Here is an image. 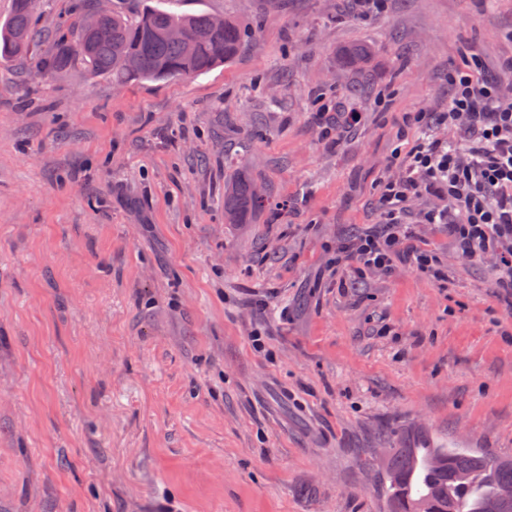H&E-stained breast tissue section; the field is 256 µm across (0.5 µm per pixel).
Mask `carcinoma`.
Here are the masks:
<instances>
[{
	"label": "carcinoma",
	"mask_w": 512,
	"mask_h": 512,
	"mask_svg": "<svg viewBox=\"0 0 512 512\" xmlns=\"http://www.w3.org/2000/svg\"><path fill=\"white\" fill-rule=\"evenodd\" d=\"M39 0H13V12L0 25V61L26 56L37 40L34 15ZM178 27L193 40L188 53L165 32ZM106 32L91 37L83 23L60 36L52 51L38 61L42 69L59 71L79 61L112 83L186 79L230 62L239 52L245 31L231 18L213 23L212 15L178 14L142 5L132 17L113 13ZM365 45L345 51L346 60L362 66ZM265 206L255 182L241 173L224 187V223L247 224ZM512 488V458L477 448H392L382 463L378 490L386 512H512V499L499 494Z\"/></svg>",
	"instance_id": "1"
}]
</instances>
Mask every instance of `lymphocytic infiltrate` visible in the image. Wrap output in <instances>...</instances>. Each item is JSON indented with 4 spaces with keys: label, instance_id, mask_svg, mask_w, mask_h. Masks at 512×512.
I'll return each instance as SVG.
<instances>
[{
    "label": "lymphocytic infiltrate",
    "instance_id": "1",
    "mask_svg": "<svg viewBox=\"0 0 512 512\" xmlns=\"http://www.w3.org/2000/svg\"><path fill=\"white\" fill-rule=\"evenodd\" d=\"M478 54L448 73V109L409 112L404 129H422L395 160L400 176L379 183L378 229L341 241L334 260L355 278L391 272L405 262L419 274L444 279L436 256L421 248L414 223L445 226L456 253L467 260L493 257L497 291L512 298V94L485 78ZM452 132L445 141L438 128ZM439 205L408 222L420 196Z\"/></svg>",
    "mask_w": 512,
    "mask_h": 512
}]
</instances>
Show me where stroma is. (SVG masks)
Listing matches in <instances>:
<instances>
[{
    "mask_svg": "<svg viewBox=\"0 0 512 512\" xmlns=\"http://www.w3.org/2000/svg\"><path fill=\"white\" fill-rule=\"evenodd\" d=\"M149 3L249 36L188 79L0 64V512H384L382 449L512 457L493 259L423 224L444 283L330 262L378 223L402 113L446 111L465 50L512 86V0ZM77 15L39 6L33 58ZM318 101L361 119L323 129ZM241 172L268 205L228 224Z\"/></svg>",
    "mask_w": 512,
    "mask_h": 512,
    "instance_id": "stroma-1",
    "label": "stroma"
}]
</instances>
